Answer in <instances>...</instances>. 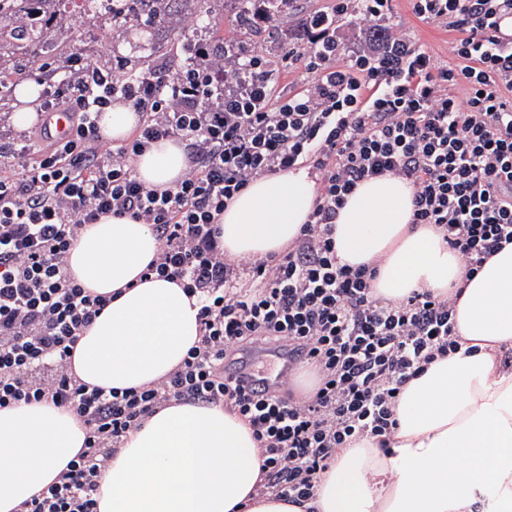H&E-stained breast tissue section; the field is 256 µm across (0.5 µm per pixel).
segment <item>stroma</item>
Returning <instances> with one entry per match:
<instances>
[{
	"label": "stroma",
	"instance_id": "stroma-1",
	"mask_svg": "<svg viewBox=\"0 0 512 512\" xmlns=\"http://www.w3.org/2000/svg\"><path fill=\"white\" fill-rule=\"evenodd\" d=\"M332 7L333 0H291L285 12L286 24L276 26L256 15L243 14L237 0H171L172 16L189 25L185 32L157 24L146 29L131 18L121 21L118 28L110 32L109 46L101 53L96 47L97 21H88L82 27L53 21L41 30L39 39L67 55L77 47L85 55H98L100 66L108 68L119 58L130 63L166 59L173 65H180L184 53L176 41L185 36L210 50L235 46V53L224 58V67L230 70L237 64V54L251 50L272 63H280L289 43L301 38L304 17L314 11H331ZM393 22L401 34L427 46L437 65L452 64L450 46L454 32L440 23L417 19L408 0H396Z\"/></svg>",
	"mask_w": 512,
	"mask_h": 512
}]
</instances>
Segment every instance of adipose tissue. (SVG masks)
Wrapping results in <instances>:
<instances>
[{"mask_svg":"<svg viewBox=\"0 0 512 512\" xmlns=\"http://www.w3.org/2000/svg\"><path fill=\"white\" fill-rule=\"evenodd\" d=\"M183 145L153 144L136 161L147 186L170 187L185 172ZM316 185L305 172L255 180L221 218L229 258L285 250L306 223ZM411 188L381 176L348 196L336 221L344 263L376 268L378 295L399 300L416 289H464L455 309L462 348L436 360L401 396L399 429L389 451L364 440L336 451L322 474L312 510L275 497L252 498L259 479L252 432L221 406L174 402L133 431L113 457L96 494L98 512H512V244L466 276L430 225L411 226ZM159 243L149 225L103 217L82 230L67 265L108 309L72 354L75 375L92 387L154 382L179 366L200 340L197 298L173 281L141 279ZM86 427L49 403L0 408V512L54 482L84 446Z\"/></svg>","mask_w":512,"mask_h":512,"instance_id":"obj_1","label":"adipose tissue"}]
</instances>
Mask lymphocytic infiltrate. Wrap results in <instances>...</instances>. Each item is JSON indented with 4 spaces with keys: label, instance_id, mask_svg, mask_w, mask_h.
Masks as SVG:
<instances>
[{
    "label": "lymphocytic infiltrate",
    "instance_id": "lymphocytic-infiltrate-1",
    "mask_svg": "<svg viewBox=\"0 0 512 512\" xmlns=\"http://www.w3.org/2000/svg\"><path fill=\"white\" fill-rule=\"evenodd\" d=\"M420 20L459 32L457 60L399 34L392 0H335L302 22L284 66L302 64L301 88L247 52L232 76L224 56L197 49L165 64L38 61L55 79L48 110L71 112L64 142L35 128L0 142V408L53 403L87 427L84 446L57 481L20 512H98L96 491L127 435L173 401L220 405L251 429L261 460L256 497L312 501L336 451L372 438L387 449L404 385L455 352L456 295L422 289L377 296L367 266L342 263L336 220L364 180L390 175L412 190V221L440 232L466 274L512 243V39L500 21L512 0H410ZM363 20L362 47L338 58L336 19ZM121 101L140 124L115 145L98 119ZM184 141L190 164L158 191L135 162L152 144ZM312 169L317 196L287 250L231 259L220 244L226 204L253 181ZM128 217L152 227L160 251L146 274L198 297L201 338L176 369L140 387H89L71 369L83 331L109 305L71 276L66 255L85 225ZM288 351L318 381L296 395L288 380L254 396L224 379V360L245 347Z\"/></svg>",
    "mask_w": 512,
    "mask_h": 512
}]
</instances>
